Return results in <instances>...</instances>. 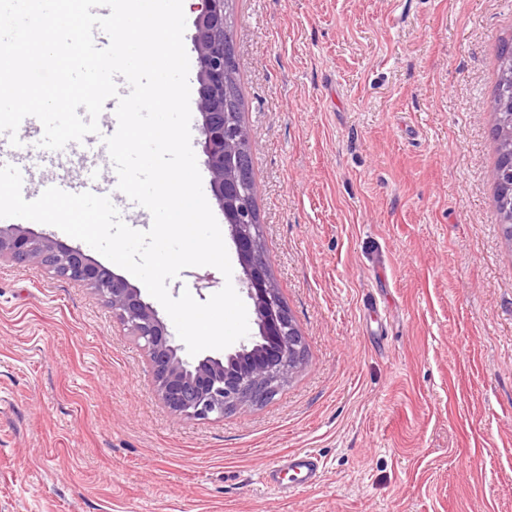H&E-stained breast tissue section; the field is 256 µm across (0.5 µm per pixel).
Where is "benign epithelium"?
I'll return each instance as SVG.
<instances>
[{
	"instance_id": "1",
	"label": "benign epithelium",
	"mask_w": 512,
	"mask_h": 512,
	"mask_svg": "<svg viewBox=\"0 0 512 512\" xmlns=\"http://www.w3.org/2000/svg\"><path fill=\"white\" fill-rule=\"evenodd\" d=\"M228 0H201L194 20L198 111L213 197L224 213L253 302L258 336L233 353L196 362L182 357L166 324L141 292L80 249L18 226L0 228V259L34 261L54 275L94 290L148 354L158 395L175 414L220 419L271 399L302 366L305 344L270 273L245 175L249 129L238 119L236 75L227 23Z\"/></svg>"
}]
</instances>
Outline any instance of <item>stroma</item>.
<instances>
[{
	"instance_id": "obj_1",
	"label": "stroma",
	"mask_w": 512,
	"mask_h": 512,
	"mask_svg": "<svg viewBox=\"0 0 512 512\" xmlns=\"http://www.w3.org/2000/svg\"><path fill=\"white\" fill-rule=\"evenodd\" d=\"M263 250L307 347L180 417L90 289L0 262V512H512V243L492 99L512 0H229ZM45 182L40 133L18 129ZM211 266L168 284L207 301ZM210 288L197 290L196 280ZM307 451L318 485L262 475Z\"/></svg>"
}]
</instances>
